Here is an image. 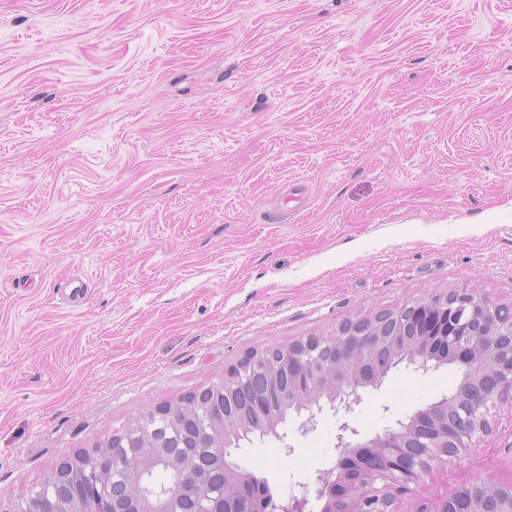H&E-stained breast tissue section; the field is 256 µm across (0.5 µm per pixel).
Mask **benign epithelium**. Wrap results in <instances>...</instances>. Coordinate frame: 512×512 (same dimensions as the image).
Wrapping results in <instances>:
<instances>
[{
  "mask_svg": "<svg viewBox=\"0 0 512 512\" xmlns=\"http://www.w3.org/2000/svg\"><path fill=\"white\" fill-rule=\"evenodd\" d=\"M429 336L437 337L464 371L460 392L444 396L413 415L396 420L372 438H364L351 419L338 426L336 466L322 472L316 488L299 485L281 502L249 481L247 474L224 466V484L231 495H211V473L192 465L172 471V486L158 494L144 488L153 462L146 446L129 451L123 512H187L191 501L203 503L197 512H395V503L414 489L437 465L461 458L478 447L491 430L492 412L512 405V303L468 290L433 293L361 320H345L336 334L299 338L286 345L245 354L224 369V379L194 391L179 401L185 412L202 405L203 394L224 400V415L215 423L210 452L218 461L230 454L226 437L247 438L249 415L261 417L260 430L276 433L282 413L266 408L263 392L255 394L252 409L236 410L226 401L242 377L260 372L268 385L287 384L286 409L307 412L306 422L329 407L335 413L354 412L363 393L381 387L392 366L405 362L417 371L438 368L425 349ZM453 406L459 417L448 419ZM170 404L148 408L133 419L148 431L153 420L168 416ZM104 445L60 461L49 479L67 488L70 503L56 497L31 498V512H112V498L98 492L105 464ZM419 512H512V481L489 485L467 481L445 498Z\"/></svg>",
  "mask_w": 512,
  "mask_h": 512,
  "instance_id": "benign-epithelium-1",
  "label": "benign epithelium"
}]
</instances>
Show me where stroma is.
Here are the masks:
<instances>
[{
  "label": "stroma",
  "mask_w": 512,
  "mask_h": 512,
  "mask_svg": "<svg viewBox=\"0 0 512 512\" xmlns=\"http://www.w3.org/2000/svg\"><path fill=\"white\" fill-rule=\"evenodd\" d=\"M512 0H0V498L246 352L512 302ZM406 364L371 437L455 391ZM337 416L233 456L278 496ZM512 407L400 505L512 480Z\"/></svg>",
  "instance_id": "stroma-1"
}]
</instances>
